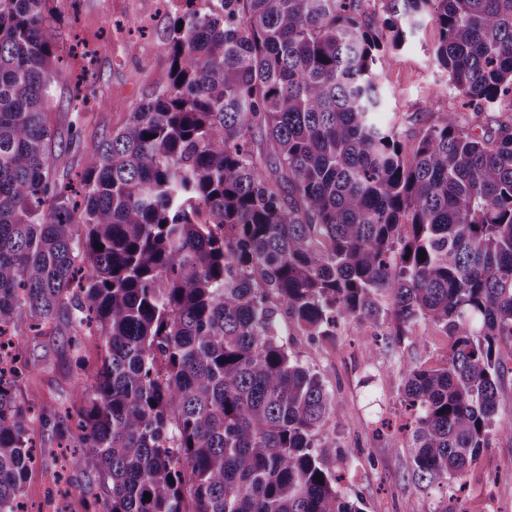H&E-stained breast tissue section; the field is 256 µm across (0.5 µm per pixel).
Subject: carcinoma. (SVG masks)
<instances>
[{
    "label": "carcinoma",
    "mask_w": 512,
    "mask_h": 512,
    "mask_svg": "<svg viewBox=\"0 0 512 512\" xmlns=\"http://www.w3.org/2000/svg\"><path fill=\"white\" fill-rule=\"evenodd\" d=\"M179 2L168 82L65 182L50 0H0V336L16 350L65 318L81 370L79 407L48 417L0 368V512H20L36 438L74 417L91 512H362L323 452L341 404L282 340L350 320L449 336L403 394L412 478L463 486L512 344V123L476 135L441 112L407 154L373 66L429 20L468 105L512 100V0H382L379 18L366 0Z\"/></svg>",
    "instance_id": "carcinoma-1"
}]
</instances>
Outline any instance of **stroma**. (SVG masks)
Here are the masks:
<instances>
[{
  "mask_svg": "<svg viewBox=\"0 0 512 512\" xmlns=\"http://www.w3.org/2000/svg\"><path fill=\"white\" fill-rule=\"evenodd\" d=\"M55 19L50 32L63 69L54 87L55 106L47 122L55 132L52 169L60 180L80 172L83 147L95 136L125 125L129 112L168 80L164 43L174 15L171 0H51ZM438 32L425 24L404 45L377 65L384 106L380 118L396 125L406 148L437 113L457 112L476 133L495 131L512 110H475L448 84L434 59ZM94 72L97 105L81 112L68 102L86 70ZM375 329L351 321L337 330L334 344L316 346L290 337V348L314 368L341 402L342 415L328 422L337 447L325 449L328 466L344 473L342 490L363 512H434L445 497L442 487H419L409 478L412 416L402 395V371L410 363L437 365L446 359L450 340L437 326L420 322L388 344L374 340ZM73 331L65 321L26 337L27 377L21 392L37 411L53 415L70 402L79 371L69 346ZM29 470L22 502L26 512H88L81 490L84 472H70L67 497L57 490L54 443ZM467 512H512V439L493 436L472 466L459 493Z\"/></svg>",
  "mask_w": 512,
  "mask_h": 512,
  "instance_id": "1",
  "label": "stroma"
}]
</instances>
